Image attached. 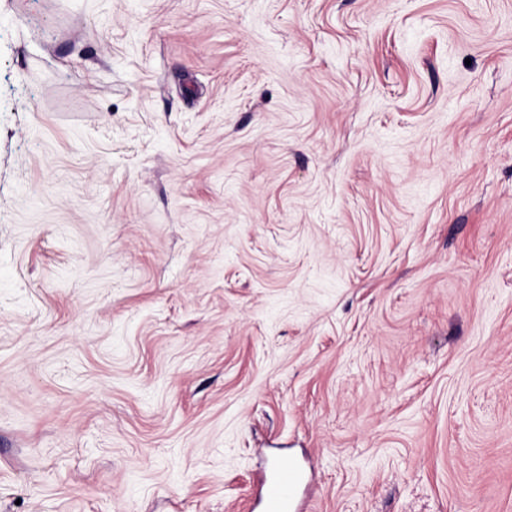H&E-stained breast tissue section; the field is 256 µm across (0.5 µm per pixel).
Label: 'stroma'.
<instances>
[{
    "label": "stroma",
    "mask_w": 512,
    "mask_h": 512,
    "mask_svg": "<svg viewBox=\"0 0 512 512\" xmlns=\"http://www.w3.org/2000/svg\"><path fill=\"white\" fill-rule=\"evenodd\" d=\"M512 512V0H0V512ZM302 470L293 464L268 468L262 481L261 512H300Z\"/></svg>",
    "instance_id": "1"
}]
</instances>
